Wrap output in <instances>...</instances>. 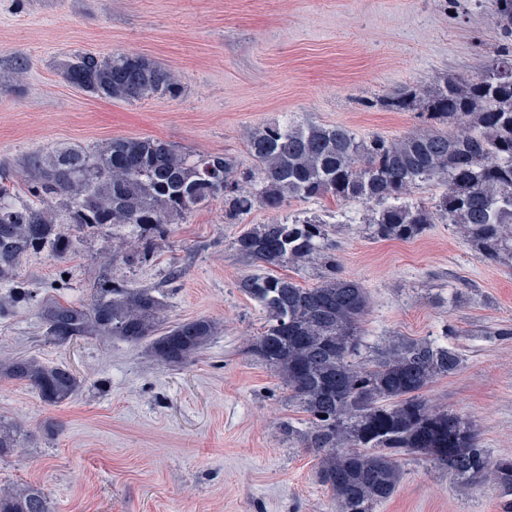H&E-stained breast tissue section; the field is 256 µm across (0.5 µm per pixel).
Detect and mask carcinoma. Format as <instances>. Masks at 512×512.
<instances>
[{
	"mask_svg": "<svg viewBox=\"0 0 512 512\" xmlns=\"http://www.w3.org/2000/svg\"><path fill=\"white\" fill-rule=\"evenodd\" d=\"M500 35L512 37V0H491ZM81 89L111 100L181 96L171 71L139 54L84 53L63 63ZM417 89L388 98L410 109ZM428 119L447 129L396 139L362 137L347 125L298 124L286 118L246 135L253 166L229 154H193L159 138L115 137L90 147L63 146L23 162L27 189L0 166V284L28 296L18 281L25 258L45 250L62 258L76 247L60 224L85 234L125 224L137 239L166 231L213 199L224 197L233 222L260 207L280 212L293 200L331 198L372 211L365 220L375 240L407 241L436 222L452 224L486 260L512 264V42L468 73L436 76L426 98ZM432 190L426 203L413 201ZM237 250L270 266L319 261L323 281L303 288L285 277L246 275L240 291L266 315L250 353L273 368L288 400L307 414V427L280 429L288 440L319 454V475L337 512H374L400 480V459L420 453L464 484L490 483L501 512H512V458H494L469 424L424 397L439 377L456 373V349L431 340L392 344L361 357L369 298L342 275L327 224L317 215L288 214L243 232ZM154 288L100 280L88 303L53 296L39 307L45 340L64 346L83 338L148 342L162 364L195 359L211 336L207 318L164 325ZM0 378L29 386L50 406L71 400L83 381L66 366L35 357L0 361ZM21 426L0 418V457L19 446ZM0 512H51L41 490L0 492Z\"/></svg>",
	"mask_w": 512,
	"mask_h": 512,
	"instance_id": "obj_1",
	"label": "carcinoma"
}]
</instances>
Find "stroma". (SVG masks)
Here are the masks:
<instances>
[{
	"label": "stroma",
	"mask_w": 512,
	"mask_h": 512,
	"mask_svg": "<svg viewBox=\"0 0 512 512\" xmlns=\"http://www.w3.org/2000/svg\"><path fill=\"white\" fill-rule=\"evenodd\" d=\"M498 45L475 0H0V162L152 136L233 155L247 168V130L284 117L396 138L433 123L383 98L477 67ZM79 51L147 56L179 75L184 91L174 100L91 96L60 75ZM290 211L329 222L344 276L366 288L367 356L402 338L447 341L462 366L425 396L472 422L493 457H512V268L478 258L450 224L411 241L372 240L346 219L361 206L319 198ZM275 218L258 208L225 223L219 197L168 225L147 260L130 267L108 260L127 227H104L61 260L28 257L20 279L32 298L11 303L0 286V359L69 367L83 387L50 406L28 386L0 380V418L26 434L0 458V489H43L54 512H336L316 453L280 431L304 413L246 347L265 314L239 290L242 276L270 272L308 288L323 274L316 264L270 269L238 254L245 228ZM109 270L158 289L167 324L215 322L193 363L163 366L147 344L118 338L45 342L40 298L90 301ZM400 470L396 492L375 512H499L494 487L459 484L427 456H403Z\"/></svg>",
	"instance_id": "obj_1"
}]
</instances>
